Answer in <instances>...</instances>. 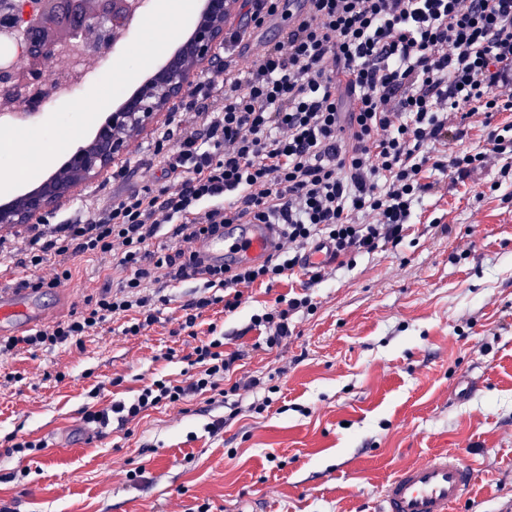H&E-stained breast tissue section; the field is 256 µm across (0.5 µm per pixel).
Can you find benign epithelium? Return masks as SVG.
<instances>
[{
    "label": "benign epithelium",
    "mask_w": 512,
    "mask_h": 512,
    "mask_svg": "<svg viewBox=\"0 0 512 512\" xmlns=\"http://www.w3.org/2000/svg\"><path fill=\"white\" fill-rule=\"evenodd\" d=\"M236 3L237 0H208V22L194 30L187 53L168 60L164 82L144 87L123 107L109 113L95 143L72 154L41 187L26 192L9 205H1L0 227H17L40 219L75 187L110 166L153 114L174 111L175 104L184 99L186 90L198 76L193 66L217 59L218 49L224 42V16ZM139 7L137 0H112V11L92 16L87 28L59 39L38 65L22 66L20 52L28 31L44 24L54 2L13 0V22L7 29L0 28V77H12L20 84L32 76L40 77L52 65L62 67V49L69 46L84 44L95 54L105 52L111 45L110 36L124 29Z\"/></svg>",
    "instance_id": "1"
}]
</instances>
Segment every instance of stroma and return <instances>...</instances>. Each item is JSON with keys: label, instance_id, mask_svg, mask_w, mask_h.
<instances>
[{"label": "stroma", "instance_id": "1", "mask_svg": "<svg viewBox=\"0 0 512 512\" xmlns=\"http://www.w3.org/2000/svg\"><path fill=\"white\" fill-rule=\"evenodd\" d=\"M153 32L133 29L103 90L28 114L13 155L0 163L26 169L20 192L47 180L73 149L89 144L102 113L78 110L90 99L119 103L147 76L140 49ZM192 123L190 109L162 112L134 136L111 171L87 180L44 215L85 219L89 209L166 178L153 162L154 143L172 119ZM79 135L57 146L52 165H33L32 135ZM504 161L454 181L427 170L433 188L416 203L398 245L326 267L321 282L302 270L273 285L243 287L234 312L209 307L195 336L180 331L182 307L204 293L199 279L165 283L166 302L142 335L121 321L105 323L81 342L23 351L0 362V507L10 512H375L386 479L436 452L461 455L475 481L456 512H512V182ZM27 227L5 231L13 254L0 262L12 280L51 277L30 266ZM72 277L45 289L40 304L71 312L118 281L112 261L78 255ZM308 293L313 312L290 319L291 337L261 349L264 333L251 317L278 297ZM228 351L245 353L234 380L240 412L208 395L187 411L160 406L126 425L104 430L84 422L94 402H132L157 379L188 382L197 369L187 354L212 333ZM175 358H168V351ZM478 385L465 400L462 379ZM265 403L262 412L253 404ZM226 425L218 433L217 420ZM41 440L28 457L8 454L12 442ZM141 477L128 480L130 471Z\"/></svg>", "mask_w": 512, "mask_h": 512}]
</instances>
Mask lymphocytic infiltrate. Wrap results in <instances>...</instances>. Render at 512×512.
Here are the masks:
<instances>
[{"instance_id": "lymphocytic-infiltrate-1", "label": "lymphocytic infiltrate", "mask_w": 512, "mask_h": 512, "mask_svg": "<svg viewBox=\"0 0 512 512\" xmlns=\"http://www.w3.org/2000/svg\"><path fill=\"white\" fill-rule=\"evenodd\" d=\"M334 67H327L326 59ZM512 80V0H316L315 14L275 43L239 76L224 64L189 92L194 126L162 133L153 155L168 182L143 186L28 241L32 266L52 264L36 287L69 279L65 256L111 257L122 273L115 287L81 310L29 336L0 340V360L18 348H52L89 335L117 316L138 313L125 334L154 324L161 278H204L208 295L184 307L180 330L193 332L209 306L235 311L241 285L275 281L294 270L307 246L325 239L348 259L398 244L412 209L429 191L427 168L465 179L483 153L459 147L436 154L435 144L461 142L476 111L512 112L498 84ZM376 213L379 223H366ZM249 219L280 224L277 254L260 265L214 267L194 249L203 235ZM167 230L175 249L151 250ZM312 307L309 296L253 316L266 347L291 333L289 320ZM192 355L201 371L188 384L157 380L131 403L85 410L98 428L126 424L160 405L195 395L227 400L241 351L221 340L201 342Z\"/></svg>"}]
</instances>
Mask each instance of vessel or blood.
<instances>
[{
	"label": "vessel or blood",
	"mask_w": 512,
	"mask_h": 512,
	"mask_svg": "<svg viewBox=\"0 0 512 512\" xmlns=\"http://www.w3.org/2000/svg\"><path fill=\"white\" fill-rule=\"evenodd\" d=\"M310 0H283L267 25L280 32L306 19ZM277 244L272 224L241 223L225 227L221 236L206 239L208 255L219 261L253 265L265 261ZM49 308L35 305L25 289L0 286V335L23 336L41 329L50 319ZM475 470L463 457L434 454L402 468L382 487L377 512H452L473 483Z\"/></svg>",
	"instance_id": "b4317fda"
}]
</instances>
